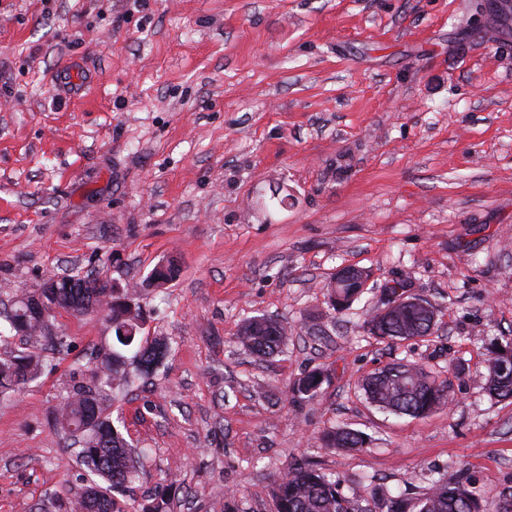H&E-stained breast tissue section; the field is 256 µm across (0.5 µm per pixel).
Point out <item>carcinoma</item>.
Returning a JSON list of instances; mask_svg holds the SVG:
<instances>
[{"label":"carcinoma","mask_w":512,"mask_h":512,"mask_svg":"<svg viewBox=\"0 0 512 512\" xmlns=\"http://www.w3.org/2000/svg\"><path fill=\"white\" fill-rule=\"evenodd\" d=\"M337 304L343 311L363 293L360 284L348 282L334 289ZM50 312L42 320L29 307L31 296L16 298L11 314L3 316L9 331L24 333L32 347L50 346L64 350L63 337L52 332L55 313L86 315L96 310L108 312L118 347L103 352L91 376L73 386V393L63 404L58 424L78 438L81 449L76 461L90 477L89 483L68 501L70 512H125L119 497L133 492L141 466V455L125 439L112 422L107 403L112 392L129 384L127 358L121 352L125 343L119 330L142 320L141 308L126 288H118L108 279L90 274H68L46 280L38 291ZM434 306L396 304L388 313L374 312L364 321V332L380 341H407L433 335ZM288 339V326L267 316L245 319L235 333L236 342L258 357L282 351ZM170 351L164 338L139 339L134 361L137 371L147 376L161 365ZM42 360L34 352L0 359V397L38 378ZM319 373L310 372L293 383L292 393L310 400L318 396L322 381ZM482 377L488 393L497 398H512V344L494 348L485 361ZM368 403L395 415L420 417L452 403L448 384L438 381L425 367L415 362L387 365L360 383ZM324 443L330 448L359 451L366 445L364 435L338 426L324 432ZM272 495L276 512H368L361 506L365 500L356 489L347 494L340 480L297 460L274 483ZM416 512H512V490L502 492L493 510H488L465 475L452 482L435 481L417 499ZM166 492L154 494L141 504V512H169Z\"/></svg>","instance_id":"cac0c4a2"}]
</instances>
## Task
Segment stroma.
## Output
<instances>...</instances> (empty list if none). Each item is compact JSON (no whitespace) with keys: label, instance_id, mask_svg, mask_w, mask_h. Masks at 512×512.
<instances>
[{"label":"stroma","instance_id":"obj_1","mask_svg":"<svg viewBox=\"0 0 512 512\" xmlns=\"http://www.w3.org/2000/svg\"><path fill=\"white\" fill-rule=\"evenodd\" d=\"M65 60L90 77L70 98L54 92ZM169 261L178 278L147 287ZM345 266L369 288L337 324L327 285ZM71 272L135 288L146 334L171 344L113 393L147 451L128 512L160 489L171 512H274L297 459L414 498L463 463L497 502L512 400L478 370L490 342L512 341V9L0 0V302ZM395 280L436 306L432 336L363 332ZM261 314L288 326L265 359L233 341ZM54 328L64 352L42 351L41 376L0 398V512H66L87 478L58 411L114 333L102 312ZM399 361L447 382L453 405L420 418L369 405L361 379ZM310 371L325 375L317 398L291 395ZM334 426L366 447H326Z\"/></svg>","mask_w":512,"mask_h":512}]
</instances>
